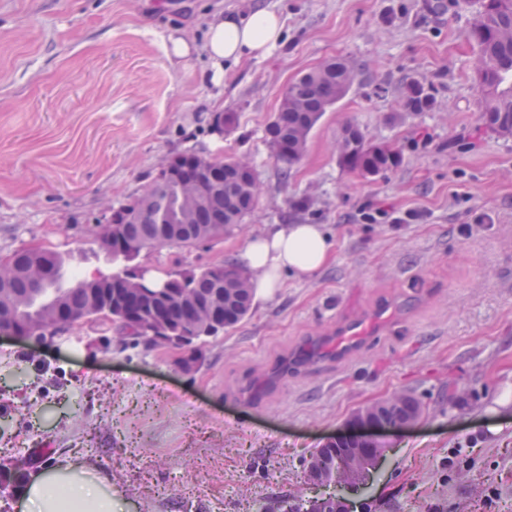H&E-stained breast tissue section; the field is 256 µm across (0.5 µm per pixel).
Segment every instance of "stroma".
Returning <instances> with one entry per match:
<instances>
[{
	"instance_id": "obj_1",
	"label": "stroma",
	"mask_w": 512,
	"mask_h": 512,
	"mask_svg": "<svg viewBox=\"0 0 512 512\" xmlns=\"http://www.w3.org/2000/svg\"><path fill=\"white\" fill-rule=\"evenodd\" d=\"M256 3L281 14L283 44L211 77L210 21ZM473 14L471 0H0V258L35 245L83 276L126 268L101 251L100 224L185 153L249 160L258 205L215 241L136 265L232 263L268 224H319L332 243L328 264L284 276L208 339L190 375L175 350L114 329L80 325L53 347L0 337V459L39 446L82 460L127 512H275L283 495L315 496V448L408 394L424 412L386 434L368 512H512V137L481 118ZM173 34L195 52L174 57ZM332 58L355 80L284 168L266 128L289 83ZM413 79L432 110H402ZM225 112L233 126L216 123ZM350 122L400 165L342 167ZM387 302L395 316L348 359L319 345ZM105 333L109 349L90 353Z\"/></svg>"
}]
</instances>
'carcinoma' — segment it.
<instances>
[{
	"label": "carcinoma",
	"mask_w": 512,
	"mask_h": 512,
	"mask_svg": "<svg viewBox=\"0 0 512 512\" xmlns=\"http://www.w3.org/2000/svg\"><path fill=\"white\" fill-rule=\"evenodd\" d=\"M470 36L478 47L475 73L482 96L483 118L487 127L504 137L512 136V0H479ZM355 78L352 66L344 60H332L322 70L311 71L288 85L278 112L267 127L270 147L279 161L291 167L303 156L308 136L323 112L346 95ZM433 95L420 83L409 81L403 91V107L409 112L433 109ZM339 162L362 176L376 177L401 163L398 149L383 151L368 142L355 124L344 126L338 141ZM216 180L224 181L222 191L211 194L199 206L186 202L190 190H179L176 183L160 175L130 203L121 206L112 217L120 220L115 232L141 250L169 245L159 234L155 212L164 206L168 223L190 224L210 238L239 224L256 207L258 183L253 167L233 156L209 159ZM13 264L0 265V320L22 323L56 308L82 319L90 314L88 289L74 279L62 287V260L43 262L30 251L12 255ZM224 287L231 289L224 300L230 316L225 327L239 324L249 313L253 301L250 284L238 277L237 266L226 263ZM185 287L200 295H211L217 283L208 272L186 274Z\"/></svg>",
	"instance_id": "carcinoma-1"
}]
</instances>
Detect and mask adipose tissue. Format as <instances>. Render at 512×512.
Instances as JSON below:
<instances>
[{
	"label": "adipose tissue",
	"mask_w": 512,
	"mask_h": 512,
	"mask_svg": "<svg viewBox=\"0 0 512 512\" xmlns=\"http://www.w3.org/2000/svg\"><path fill=\"white\" fill-rule=\"evenodd\" d=\"M284 38L279 14L262 5L222 16L208 30L203 51L214 71L244 57H260ZM332 245L318 224H269L252 236L237 261L253 278L254 300H263L281 285L283 275L308 276L325 265ZM20 512H116L112 486L80 461L48 463L25 478L18 497Z\"/></svg>",
	"instance_id": "1"
}]
</instances>
